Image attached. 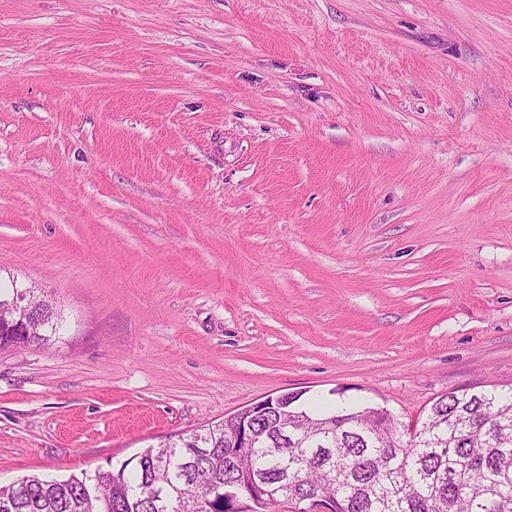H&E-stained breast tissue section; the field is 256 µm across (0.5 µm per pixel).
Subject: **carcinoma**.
I'll return each instance as SVG.
<instances>
[{
    "label": "carcinoma",
    "instance_id": "cac0c4a2",
    "mask_svg": "<svg viewBox=\"0 0 512 512\" xmlns=\"http://www.w3.org/2000/svg\"><path fill=\"white\" fill-rule=\"evenodd\" d=\"M24 283L0 277V308ZM63 317L40 304L32 336L0 324V348L56 343ZM426 437L401 435L403 422L378 409L307 411L288 418V437L272 414L253 419L261 441L224 460V424L143 449L119 467L62 480L23 476L0 486V512H223L224 484L239 488L248 512H278L286 499L314 492L338 512H512V388L438 397Z\"/></svg>",
    "mask_w": 512,
    "mask_h": 512
}]
</instances>
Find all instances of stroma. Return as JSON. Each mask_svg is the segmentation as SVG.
<instances>
[{
    "label": "stroma",
    "instance_id": "35a3bbf8",
    "mask_svg": "<svg viewBox=\"0 0 512 512\" xmlns=\"http://www.w3.org/2000/svg\"><path fill=\"white\" fill-rule=\"evenodd\" d=\"M0 483L268 395L512 386V0H0ZM25 284L18 282L13 275H8V279L2 278L0 274V308L14 304L19 300L22 292L27 289L24 288ZM34 289H30L25 297L19 300L12 310L14 317L8 322H13L18 319L26 326L28 336L19 334L17 328L8 329L0 324V348L1 349H15L22 350L31 347H44L55 344L62 339L63 336V317L58 311L55 302L40 303L39 321L36 323L34 333L29 330L30 324L37 319V312H33L34 308L30 305V299L35 294ZM32 334V336H31ZM30 336V337H29Z\"/></svg>",
    "mask_w": 512,
    "mask_h": 512
}]
</instances>
